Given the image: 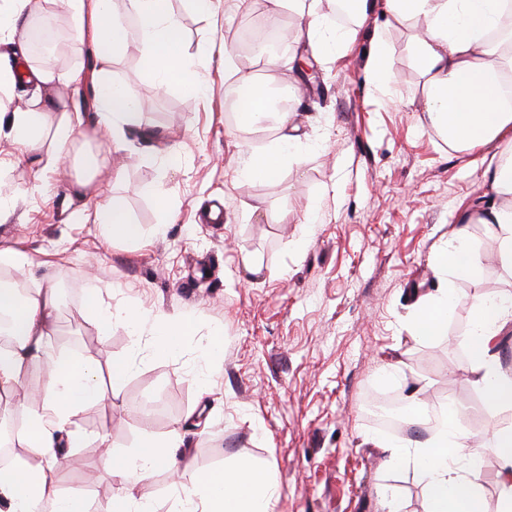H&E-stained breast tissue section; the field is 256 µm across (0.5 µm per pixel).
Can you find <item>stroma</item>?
I'll use <instances>...</instances> for the list:
<instances>
[{
    "instance_id": "1",
    "label": "stroma",
    "mask_w": 512,
    "mask_h": 512,
    "mask_svg": "<svg viewBox=\"0 0 512 512\" xmlns=\"http://www.w3.org/2000/svg\"><path fill=\"white\" fill-rule=\"evenodd\" d=\"M168 7L184 27L203 93L148 90L135 41L114 59L112 77L138 94L145 122L174 148L173 159L135 133L119 148L89 125L75 141L99 160L95 190L123 200L150 233L148 244L107 240L97 225L75 219L80 162L44 172L0 141V195L13 200L0 221V249L22 248L33 259L13 277L28 289L45 277L71 283L48 348L57 356L82 351L104 370L132 363L119 387L75 414L84 442L64 449L59 492L100 512L121 488L103 472L106 454L134 455L143 434L162 438L176 428L186 460L158 466L138 484L156 512H185L199 474L230 472L242 460L271 471L274 512H387L388 490L405 512H425L414 470L372 447L381 431L365 404L422 385L427 406L466 400L473 440L498 428L501 414L478 409L481 394L464 370L474 299L512 292L490 226L468 227L481 273L456 280L442 334L423 336L417 327L422 301L445 277L436 257L460 211L492 194L483 172L497 145L459 150L431 129L414 99L423 78L411 30L379 9L351 25L349 43L315 62L311 75L295 65L297 39L274 65L248 64L260 82L295 87L301 163L274 181L245 177L247 151L276 132L236 130L224 110L223 57L240 59L241 30L255 12L271 15L270 0H213L206 15L188 0ZM380 30L392 75L378 92L367 55ZM154 183L166 186L168 209L143 193ZM313 200L318 210H310ZM245 252L252 266L242 263ZM93 292L104 306L128 309L135 327L117 325L105 336L87 324L81 309ZM159 310L193 325L166 357L152 353ZM215 332L223 348L205 354ZM105 434L112 445L104 453Z\"/></svg>"
}]
</instances>
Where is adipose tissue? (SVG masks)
I'll list each match as a JSON object with an SVG mask.
<instances>
[{
    "label": "adipose tissue",
    "mask_w": 512,
    "mask_h": 512,
    "mask_svg": "<svg viewBox=\"0 0 512 512\" xmlns=\"http://www.w3.org/2000/svg\"><path fill=\"white\" fill-rule=\"evenodd\" d=\"M52 0H0V44H12L17 30L34 20L53 18ZM74 38L87 45L95 59L92 75L79 69H60L33 59L17 61L0 53V90L34 86L24 104L0 101V140L10 141L18 157L32 158L42 170L57 169L69 157L70 143L84 123L77 112H58L52 97L61 86L90 81L98 129L113 141L134 130L151 131L144 122L136 94L112 78V63L131 40H139L149 82L153 87H177L189 95L203 91L195 63L185 51L183 26L167 8V0H59ZM274 6L306 17L301 33L322 56L332 54L340 39L324 28L317 15L308 14L305 0H272ZM395 21L411 24L412 50L424 85L420 93L427 119L450 146L470 150L500 144L484 171L493 198L458 217L450 249L441 251L439 265L451 277H475L478 260L469 252L467 227L488 224L496 232L497 258L512 272V98L503 87L512 82V31L502 17L512 0H388ZM224 102L236 111V126L257 129L274 122L281 135L275 145L250 152L243 171L271 180L282 166L294 162V137L288 132L292 115L269 112L268 94L254 76L231 70ZM76 217L99 224L106 239L142 242L147 234L135 224L124 202L113 195L94 208H82ZM56 291L51 282L39 283L26 298L14 284L0 277V314L10 318L13 343L0 347V391L9 392L30 372L47 379L42 405L29 413L19 433L28 457H18L0 469V512H87L83 499L60 495L56 485V458L61 446L78 447L83 437L71 428L77 409L101 396L99 367L76 355L62 359L48 349L45 338L57 316ZM472 324L466 333L470 382L485 394L488 411L512 410V375L500 371L495 343L512 330V299L477 298ZM135 458H107L108 477L125 482L105 512H151L146 498L128 486L130 474L145 478L161 460L172 458L182 446L178 430L161 441L144 436ZM489 448L499 462L497 512H512V424L498 428ZM480 455L470 446L458 415L449 416L440 434L422 442L399 440L391 449L392 463L412 462L423 482L426 512H486L484 493L472 477ZM274 485L266 471L241 464L231 472L200 474L189 496L196 512H269Z\"/></svg>",
    "instance_id": "1"
}]
</instances>
